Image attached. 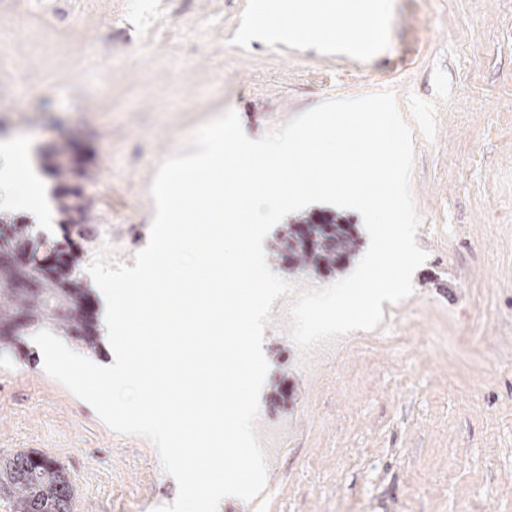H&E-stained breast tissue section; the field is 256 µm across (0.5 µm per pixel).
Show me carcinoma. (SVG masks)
I'll return each instance as SVG.
<instances>
[{"label":"carcinoma","instance_id":"carcinoma-1","mask_svg":"<svg viewBox=\"0 0 512 512\" xmlns=\"http://www.w3.org/2000/svg\"><path fill=\"white\" fill-rule=\"evenodd\" d=\"M310 233L316 237L336 238V251L320 246L308 247L299 237L296 225H286L284 236L294 239L293 263L300 269L330 268L353 251L356 244L351 224H341L337 218H324L317 223L309 218ZM15 246L26 247L34 254L49 252L59 264L38 282L34 294H23L13 287L15 271L0 265V280L12 284L8 292H0V349L11 347L24 352L20 339L25 330L48 326L61 335L77 341L89 356L101 353L100 330L94 314L84 309L88 298L76 271V261L60 240L48 243L30 224H15L0 217V251ZM0 490L5 492L10 512H71L73 485L64 467L44 454L27 449L16 451L0 466Z\"/></svg>","mask_w":512,"mask_h":512}]
</instances>
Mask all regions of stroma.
<instances>
[{"label": "stroma", "instance_id": "obj_1", "mask_svg": "<svg viewBox=\"0 0 512 512\" xmlns=\"http://www.w3.org/2000/svg\"><path fill=\"white\" fill-rule=\"evenodd\" d=\"M258 0H17L0 11V139L68 141L82 158L79 277L106 243L123 261L150 236L158 164L235 111L251 138L329 98L393 92L413 131L410 190L426 253L383 320L316 348L301 364L279 314L257 436L264 491L218 512H512V0H386L360 53L320 31L248 41ZM299 289L349 275L370 239ZM59 461L73 512H155L178 494L152 441L111 430L43 362L0 351V458Z\"/></svg>", "mask_w": 512, "mask_h": 512}]
</instances>
